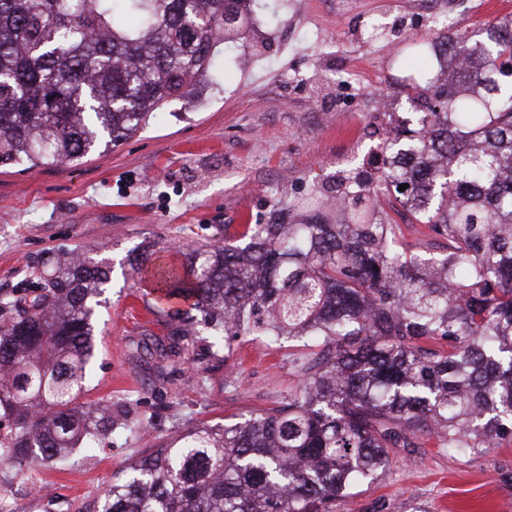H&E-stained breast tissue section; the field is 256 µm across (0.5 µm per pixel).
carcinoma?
Wrapping results in <instances>:
<instances>
[{"mask_svg": "<svg viewBox=\"0 0 512 512\" xmlns=\"http://www.w3.org/2000/svg\"><path fill=\"white\" fill-rule=\"evenodd\" d=\"M248 2L0 0V166L78 163L193 97L217 43L252 25ZM495 28L474 44L436 37L452 80L413 83L423 111L379 140L381 166L283 202L291 224L156 258L163 315L190 307L226 347L267 336L320 351L298 361L287 406L166 437L105 489L102 512H331L395 448L512 443V23ZM383 199L430 245L405 246ZM110 272L78 256L30 300L4 302L1 461L54 464L117 428L123 406L79 401ZM169 340L161 373L188 358L194 331L173 323Z\"/></svg>", "mask_w": 512, "mask_h": 512, "instance_id": "carcinoma-1", "label": "carcinoma"}]
</instances>
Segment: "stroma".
I'll return each instance as SVG.
<instances>
[{
    "instance_id": "1",
    "label": "stroma",
    "mask_w": 512,
    "mask_h": 512,
    "mask_svg": "<svg viewBox=\"0 0 512 512\" xmlns=\"http://www.w3.org/2000/svg\"><path fill=\"white\" fill-rule=\"evenodd\" d=\"M279 20L220 48L214 83L163 107L132 137L80 163L30 170L0 167V298L29 295L59 260L80 251L108 260L111 284L93 317L94 357L83 401L126 403L134 422L95 448L53 465H0L14 496L0 512H88L103 490L174 430L231 425L287 402L299 384L300 342L247 336L231 353L200 329L191 356L158 376L142 336L167 337L146 272L133 249L174 257L176 248L242 233L272 221L281 196L311 193L338 166L356 167L386 132L413 120L411 76L425 68L411 46L437 32L407 13L406 0H267ZM467 34L512 20V0H443ZM402 22L400 34L363 43L360 21ZM361 70L355 89L339 69ZM238 379L226 385L230 368ZM35 482L55 493L52 509L24 493ZM336 512H512V446L457 455L424 440L400 448L386 473L362 482Z\"/></svg>"
}]
</instances>
